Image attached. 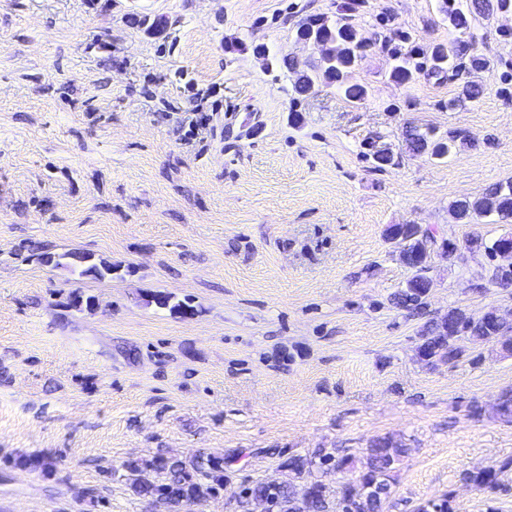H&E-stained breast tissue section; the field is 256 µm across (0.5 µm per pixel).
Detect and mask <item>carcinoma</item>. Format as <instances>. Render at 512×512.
Listing matches in <instances>:
<instances>
[{"instance_id":"1","label":"carcinoma","mask_w":512,"mask_h":512,"mask_svg":"<svg viewBox=\"0 0 512 512\" xmlns=\"http://www.w3.org/2000/svg\"><path fill=\"white\" fill-rule=\"evenodd\" d=\"M365 6V0H341L336 16L311 14L301 18L295 29L296 39H307L320 49V54L309 68L296 70L291 59L283 56L274 64L294 72L292 88L293 108L306 99L319 84L334 85L352 104H359L368 95L365 85L353 80V73L366 56L376 49L391 61L389 78L406 86L424 76L439 82L454 81L463 73L470 75L491 68V60L480 53L473 35L471 22L477 15L512 13V0H439V12L448 26L461 34L453 48L443 44H424L394 24L386 13L374 16L373 27L378 29L374 40L362 37L353 17ZM405 150L413 156L424 155L433 160H444L457 153L464 144L476 146L475 140L461 131L440 134L430 128L409 125L402 131ZM367 156L376 168L393 164L394 155L388 149L370 145ZM450 211L456 220L465 224L482 217H495L506 223L512 220V180L497 182L476 197H465L452 202ZM398 248L414 258L419 257L427 241L416 236V227L406 225ZM41 261L66 268H81V274L102 280L112 277V265L96 263L91 256L78 252L43 254ZM419 280L411 278L406 287L394 295V304L417 309L423 305ZM503 325L492 317L473 316L458 308L436 321H427L420 329L422 343L419 350L426 352L428 362L456 361L462 358L467 345L495 344ZM402 440L392 436L372 439L367 451L333 454L318 448L305 458L293 457L282 464L288 478L277 482H257L245 489L240 501L241 512H250L253 501H269L275 512H336V501L348 503L347 512H383L392 492L394 473L408 455ZM21 469L49 471L53 461L45 456H21L13 460ZM127 469L136 478L135 492L143 497L161 498L170 506H188L205 495H215L224 485V461H214L200 455L187 466L179 460L157 456L151 460H136ZM162 475V480L149 478V473ZM352 473L355 478L331 485L324 479L329 473ZM512 475V456L489 461L465 474V481L475 490L494 493ZM453 492L420 503L416 512H455Z\"/></svg>"}]
</instances>
